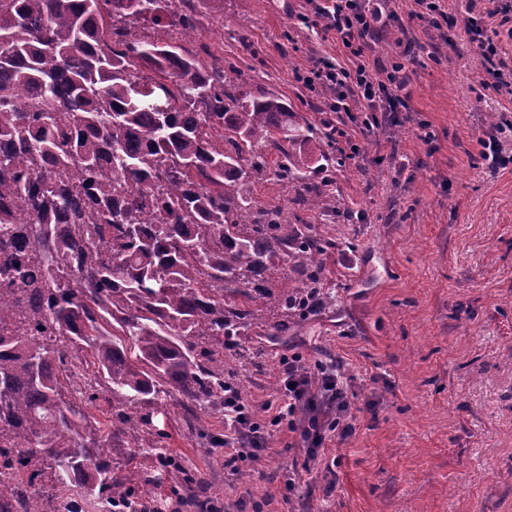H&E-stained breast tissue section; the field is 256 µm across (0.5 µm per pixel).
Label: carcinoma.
Segmentation results:
<instances>
[{
    "instance_id": "cac0c4a2",
    "label": "carcinoma",
    "mask_w": 512,
    "mask_h": 512,
    "mask_svg": "<svg viewBox=\"0 0 512 512\" xmlns=\"http://www.w3.org/2000/svg\"><path fill=\"white\" fill-rule=\"evenodd\" d=\"M214 2L0 0V512H159L162 474L201 486L158 446L159 394L224 409V346L330 299L327 242L253 189L271 171L328 213V143L152 36H191ZM86 375L103 425L69 388ZM91 384L89 380L86 379H79L77 380L76 385H81L83 387V391L87 394L89 393H96L97 399L86 406V412L90 417L95 418L100 423L106 422V420L110 417L107 415L108 410V404L105 400V397H107V394L104 391V388L102 386L95 385L92 381L93 388H90L87 386V384Z\"/></svg>"
}]
</instances>
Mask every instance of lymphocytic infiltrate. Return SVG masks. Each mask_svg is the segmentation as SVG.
<instances>
[{
	"mask_svg": "<svg viewBox=\"0 0 512 512\" xmlns=\"http://www.w3.org/2000/svg\"><path fill=\"white\" fill-rule=\"evenodd\" d=\"M391 0H307L311 15L322 21L325 32L334 34L353 59L346 67L330 57L319 56L303 76L308 89L334 88L328 108L339 112L347 100L364 104L365 126L378 124L383 112L399 114L405 102L401 95L408 73L403 62L382 65L371 60L372 39L396 17ZM480 16L469 18L465 29L486 62L481 88L512 96V69L501 59L499 45L485 25L498 19L512 22V0H482ZM279 403L271 417L272 426H287L309 459H317L329 437L343 436L349 429L347 417L351 404L350 380L339 360L317 362L307 367L295 357L279 371ZM265 431L238 389L224 391V456L234 469L252 466L258 459Z\"/></svg>",
	"mask_w": 512,
	"mask_h": 512,
	"instance_id": "f902f5d3",
	"label": "lymphocytic infiltrate"
}]
</instances>
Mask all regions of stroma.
<instances>
[{
	"label": "stroma",
	"instance_id": "1",
	"mask_svg": "<svg viewBox=\"0 0 512 512\" xmlns=\"http://www.w3.org/2000/svg\"><path fill=\"white\" fill-rule=\"evenodd\" d=\"M476 2L446 0L448 26L427 32L411 0H394L401 23L374 55L404 59L401 28L418 41L409 119L369 129L361 103L323 113L301 81L316 57L349 61L299 22L306 0H220L187 41L333 138L336 214L316 227L333 300L286 336L225 349L233 381L254 408L276 402L280 362L295 354L341 360L354 391L346 440L309 462L277 430L237 472L189 434L179 397H163L159 445L204 478L213 512H512V164L491 170L479 145L496 131L488 114L512 100L479 90L485 61L465 31ZM292 466L303 473L291 493Z\"/></svg>",
	"mask_w": 512,
	"mask_h": 512
}]
</instances>
